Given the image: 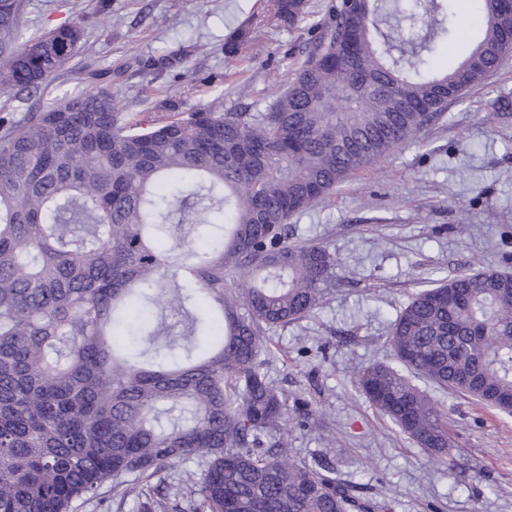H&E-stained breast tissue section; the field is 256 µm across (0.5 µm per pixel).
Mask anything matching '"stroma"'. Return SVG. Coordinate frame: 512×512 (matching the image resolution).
I'll use <instances>...</instances> for the list:
<instances>
[{"label":"stroma","instance_id":"obj_1","mask_svg":"<svg viewBox=\"0 0 512 512\" xmlns=\"http://www.w3.org/2000/svg\"><path fill=\"white\" fill-rule=\"evenodd\" d=\"M307 3L291 27L270 0H21L24 35L75 23L82 37L64 69L5 114L18 121L30 105L102 88L132 114H154L166 97L186 109L216 100L264 108L313 47L327 0ZM481 15L475 0H449L432 70L464 57ZM254 17V54L227 56V39ZM446 113L420 141L294 217L289 239L325 246L339 264L321 311L273 334L266 369L309 404L306 419L285 426L290 453L329 459L359 494L388 496L394 512H512V416L427 385L455 442L443 464L353 386L355 368L386 357L389 325L420 283L512 274V53Z\"/></svg>","mask_w":512,"mask_h":512}]
</instances>
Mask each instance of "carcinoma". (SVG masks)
<instances>
[{
  "label": "carcinoma",
  "instance_id": "obj_1",
  "mask_svg": "<svg viewBox=\"0 0 512 512\" xmlns=\"http://www.w3.org/2000/svg\"><path fill=\"white\" fill-rule=\"evenodd\" d=\"M0 0V100L69 61L75 25L23 37ZM435 73L447 0L329 5L307 60L267 108L221 102L150 120L112 92L0 116V512H74L105 493L141 512H389L334 466L288 450V392L269 336L321 308L336 259L288 224L395 155L483 83L508 33ZM295 26L305 0H274ZM390 358L357 391L441 458L448 417L425 380L512 415V275L456 274L391 322ZM198 459L199 480L165 483Z\"/></svg>",
  "mask_w": 512,
  "mask_h": 512
}]
</instances>
